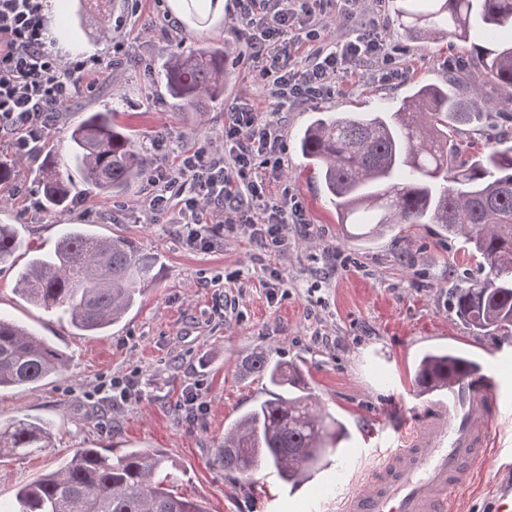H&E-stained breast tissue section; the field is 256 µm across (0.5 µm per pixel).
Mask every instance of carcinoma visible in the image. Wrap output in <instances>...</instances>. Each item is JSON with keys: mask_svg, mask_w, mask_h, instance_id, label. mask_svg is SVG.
<instances>
[{"mask_svg": "<svg viewBox=\"0 0 512 512\" xmlns=\"http://www.w3.org/2000/svg\"><path fill=\"white\" fill-rule=\"evenodd\" d=\"M81 12L99 17L96 32L110 34L112 0H80ZM399 29L419 40H489L512 28V0H401ZM472 64L508 92L502 113L512 118V40L475 43ZM226 46H199L169 54L158 79L181 106L224 96ZM485 100L461 77L441 84L415 82L387 110L320 113L298 138L308 167L324 184L338 223L349 238L370 245L400 224H437L464 238L488 271L452 290L453 311L478 336L512 332V144L497 140L466 153L453 139L455 124L478 116ZM69 153L85 181L99 193L120 196L151 166L114 111L86 113L70 133ZM41 206L63 210L70 187L54 157L40 170ZM19 247L16 230L0 224V263ZM158 260L124 236H97L70 224L54 249L32 256L16 271V291L83 332L100 333L121 321L158 278ZM476 359L456 349L424 352L417 387L437 375L466 371ZM67 367L44 338L0 317V389L39 383ZM270 386L224 432L216 462L242 478L262 467L298 488L328 466L348 437L345 424L312 395L303 365L260 350L241 363ZM50 425L41 420L0 421V454L48 448ZM181 469L158 448L112 455L79 448L57 470L15 492L16 512H208L201 501L174 491Z\"/></svg>", "mask_w": 512, "mask_h": 512, "instance_id": "cac0c4a2", "label": "carcinoma"}]
</instances>
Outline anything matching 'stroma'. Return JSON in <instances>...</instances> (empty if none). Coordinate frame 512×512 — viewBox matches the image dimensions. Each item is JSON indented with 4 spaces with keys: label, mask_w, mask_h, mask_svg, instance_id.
<instances>
[{
    "label": "stroma",
    "mask_w": 512,
    "mask_h": 512,
    "mask_svg": "<svg viewBox=\"0 0 512 512\" xmlns=\"http://www.w3.org/2000/svg\"><path fill=\"white\" fill-rule=\"evenodd\" d=\"M167 0H112V32L95 36L93 17L61 13L69 26L58 47H90L104 62L100 75L83 81L60 109L44 140L10 182L0 185V224L13 225L27 246L15 255L24 265L31 251L54 248L67 225L119 234L156 254L162 275L141 303L110 332L81 336L56 316L15 291L12 268L0 269V315L45 336L68 357L60 375L37 385L0 391V419H39L51 424L53 447L0 460V512H12L14 493L55 469L79 448H160L187 475L186 497L204 500L210 512H289L290 488L269 469L251 479L229 475L214 461L225 429L265 396L262 379L239 373L252 352L265 350L282 361L302 360L312 393L326 411L345 423L350 437L324 476L350 492L377 463L372 449L390 431L415 387V362L424 350L483 348L512 358V335H476L450 308L457 280L476 278L480 263L462 238L443 236L435 224H404L396 236L364 247L343 237L336 211L297 149V138L316 111L372 112L407 95L411 82H444L454 68L468 67L469 44L423 42L397 32L388 0H365L363 15L379 21L396 46L401 78L386 81L361 69L336 80L334 93L278 110L255 64L229 60L224 99L201 108H176L155 75L173 48L239 42L235 0L209 21L173 24ZM253 104L259 117H277L285 150L282 171L301 203L306 224L288 227V249L279 256L255 244L241 224L214 225L217 247H187L179 236V214L150 219L135 206L148 190L133 186L120 197L89 189L67 163L68 132L85 113L118 108L121 122L153 162H177L204 143L221 144L231 105ZM512 137V121L498 113L458 125L462 146H483ZM53 154L73 189L58 214L44 212L34 178ZM135 376L140 400L112 406L95 397L101 377ZM199 389L207 409L188 416L181 402ZM499 454L480 458L478 479L464 497L462 512H495L498 493L512 490V409L493 428ZM364 456H354V449Z\"/></svg>",
    "instance_id": "35a3bbf8"
}]
</instances>
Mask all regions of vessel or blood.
Returning a JSON list of instances; mask_svg holds the SVG:
<instances>
[{"instance_id":"1","label":"vessel or blood","mask_w":512,"mask_h":512,"mask_svg":"<svg viewBox=\"0 0 512 512\" xmlns=\"http://www.w3.org/2000/svg\"><path fill=\"white\" fill-rule=\"evenodd\" d=\"M511 391L512 378L485 361L413 389L391 444L341 498L339 512H454L474 480L475 461L491 452L501 399ZM329 490L328 480L312 484L305 496L289 500L291 512H317Z\"/></svg>"}]
</instances>
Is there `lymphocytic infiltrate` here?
Segmentation results:
<instances>
[{"label":"lymphocytic infiltrate","instance_id":"f902f5d3","mask_svg":"<svg viewBox=\"0 0 512 512\" xmlns=\"http://www.w3.org/2000/svg\"><path fill=\"white\" fill-rule=\"evenodd\" d=\"M326 0H235L245 22L240 58L259 73L280 107L316 99L336 88L345 71L375 66L382 78L398 75L394 46L377 25L358 27L343 42L321 39ZM314 44L305 63L295 59L299 41ZM97 57L69 58L47 36L44 0H0V135L15 139L19 156L39 143L57 111L79 90L76 74L99 71ZM282 135L277 121L258 120L253 106L233 103L224 125L223 147L195 150L178 168L156 167L140 208L154 217L170 209L180 216L179 234L189 246H211L212 219L249 224L257 246L273 256L288 249V227L305 223L303 208L289 188L276 201L265 199L268 183L282 179Z\"/></svg>","mask_w":512,"mask_h":512}]
</instances>
